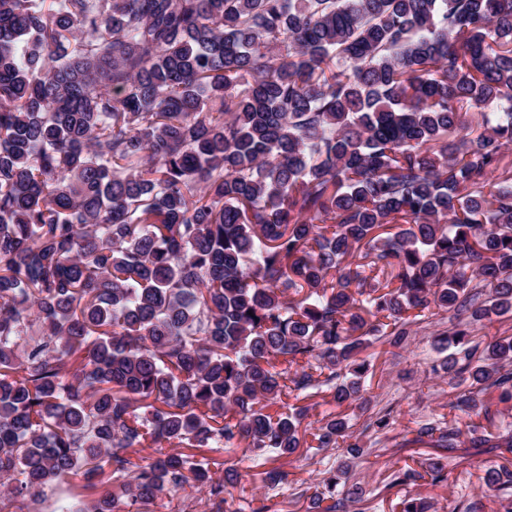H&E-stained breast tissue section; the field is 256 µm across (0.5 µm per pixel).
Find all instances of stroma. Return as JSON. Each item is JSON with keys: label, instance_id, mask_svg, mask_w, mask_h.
I'll use <instances>...</instances> for the list:
<instances>
[{"label": "stroma", "instance_id": "1", "mask_svg": "<svg viewBox=\"0 0 512 512\" xmlns=\"http://www.w3.org/2000/svg\"><path fill=\"white\" fill-rule=\"evenodd\" d=\"M453 322L446 313L425 315L413 325L405 344L388 347L376 361L375 374L365 393V401L356 409L354 431L360 434L370 452L356 467V476L363 488L358 507L360 512H393L404 496L422 497L436 503L439 512H448L451 505L473 499L482 500L483 512H502L498 498L482 492L485 468L495 463V454L456 458L448 463V483L433 487L426 482L410 486L389 487L393 470L426 457L428 448L419 444L393 446L384 435L374 434L367 425L380 412L392 411L397 429L415 427L418 422L441 418L448 413L449 388L435 368L443 355L438 337L447 335ZM216 462L236 464L240 478L227 496L233 512H252L258 499L267 498L277 512L296 507L304 512V504H293L295 493L316 483L322 471L337 466L343 451L339 448L321 450L299 449L295 454L277 460L276 465L288 474L287 482L267 487L261 461L253 459L245 445L212 452Z\"/></svg>", "mask_w": 512, "mask_h": 512}]
</instances>
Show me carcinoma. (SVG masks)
Masks as SVG:
<instances>
[{"label": "carcinoma", "mask_w": 512, "mask_h": 512, "mask_svg": "<svg viewBox=\"0 0 512 512\" xmlns=\"http://www.w3.org/2000/svg\"><path fill=\"white\" fill-rule=\"evenodd\" d=\"M432 309L512 312V0H0V512L75 480L119 490L63 512H223L207 453L294 454L288 398L363 399ZM440 342L453 417L389 486L466 434L512 512V337ZM364 453L307 512H350ZM182 501L187 506L186 512H211L210 503L202 491L185 486L184 489L171 491L158 498L150 510L153 512H172V502Z\"/></svg>", "instance_id": "cac0c4a2"}]
</instances>
